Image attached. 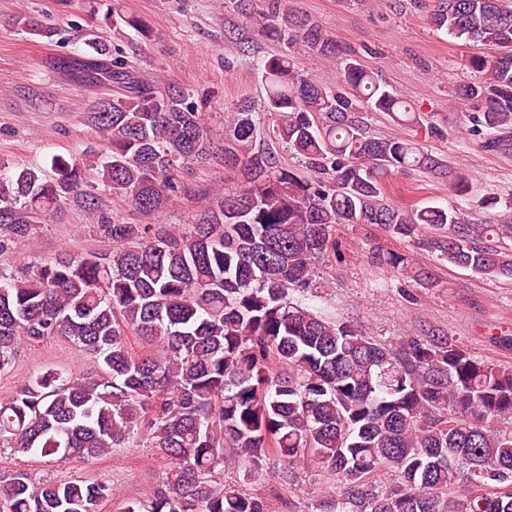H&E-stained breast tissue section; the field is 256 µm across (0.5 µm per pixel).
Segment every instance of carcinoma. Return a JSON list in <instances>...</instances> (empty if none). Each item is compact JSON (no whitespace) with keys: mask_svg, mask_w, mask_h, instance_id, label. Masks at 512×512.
Here are the masks:
<instances>
[{"mask_svg":"<svg viewBox=\"0 0 512 512\" xmlns=\"http://www.w3.org/2000/svg\"><path fill=\"white\" fill-rule=\"evenodd\" d=\"M432 21L465 44L497 50L468 59L481 75L457 89L480 101L471 117L491 146L512 130V0H437ZM259 34L323 57L336 42L312 19L271 0ZM62 59L86 82L112 87L88 111L105 157L53 161L56 177L0 165V251L68 200L97 219L112 250L61 254L0 277V372L18 345L63 338L104 373L48 370L0 402V450L58 464L91 463L138 436L170 461L165 481L122 512H268L264 499L215 478L224 448L249 478L275 455L321 467L341 490L336 512H512V367L486 362L446 336L385 345L294 302L315 287L316 263L336 248L338 224H378L397 238L430 228L426 245L478 278L512 279V254L494 244L512 226L464 224L452 207L390 204L384 178L418 167L447 174L418 143L376 138L362 113L420 124L415 108L356 59L330 87L295 69L288 52L260 61L265 96L239 101L215 150L206 96L156 90L103 47ZM310 175L256 144L261 115ZM241 177L187 229L123 224L81 189L103 187L142 215L167 208L181 171L215 157ZM373 259L409 270L408 258ZM135 335L155 350L139 357ZM395 473L378 490L374 475ZM102 482L0 477V512H99Z\"/></svg>","mask_w":512,"mask_h":512,"instance_id":"cac0c4a2","label":"carcinoma"}]
</instances>
